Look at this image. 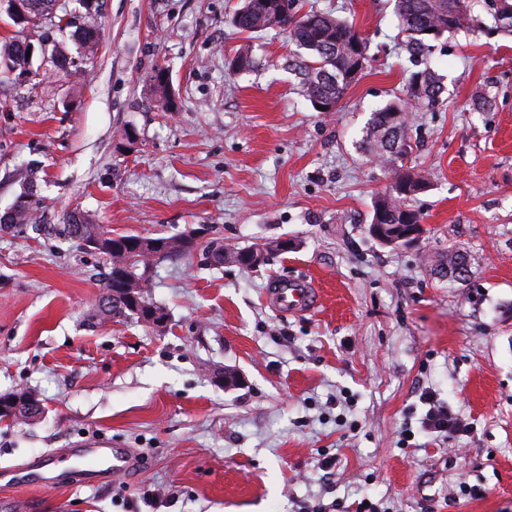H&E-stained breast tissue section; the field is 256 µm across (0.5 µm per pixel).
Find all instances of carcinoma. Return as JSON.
<instances>
[{"instance_id": "1", "label": "carcinoma", "mask_w": 512, "mask_h": 512, "mask_svg": "<svg viewBox=\"0 0 512 512\" xmlns=\"http://www.w3.org/2000/svg\"><path fill=\"white\" fill-rule=\"evenodd\" d=\"M53 0H31L33 9L28 11L25 24H33L41 29L39 38L47 42L54 33L64 28L74 29L83 47L89 53L97 50L100 41V24L97 18L87 13L64 18L53 12L50 4ZM462 8H457L456 0H395V15L400 32L404 33L412 46L413 53L423 59L431 57L435 51L433 42L446 34H455L462 30H479L483 20L471 7V0H461ZM496 28L512 33V0H497L493 13ZM233 26L241 32L256 33L279 29L288 34L296 46V52L288 59V67L299 75V94L309 101L312 107L327 103H338L351 84L358 78L355 61L349 55L352 42L362 43L361 56L368 61L367 44L363 43L356 28L347 20L329 13L309 11L303 14L290 12L270 14V8L260 0H240L239 7L232 16ZM26 41L15 40L0 50V59L9 62L6 73L19 75L27 70L30 61L25 49ZM255 61L247 49L240 51L229 62V69L240 72L254 67ZM443 87L435 70L430 66L410 74L406 85V98L394 101L371 113L365 126L360 147L367 155L376 159L381 167L394 173V180L388 190L373 205L371 222L392 226L405 222L416 223L420 215L411 208L412 196L424 191L428 184L404 160L411 152L408 124L406 119L397 122L393 114L406 112V104L417 108L433 109L442 104ZM39 201L32 194L25 195L16 205L9 221H0V231L15 226H31L42 229L38 215ZM59 232L65 236L82 241L105 233L101 224H94L81 214L72 212L64 219ZM155 241L164 243L158 251L147 248L136 254L135 263L143 266H156L167 261H176L191 253L196 242L185 232L170 236H155ZM238 264L253 269L267 260V255L255 247L238 248ZM108 267L101 280L103 292L111 291L112 276L118 272L126 257L112 252L103 253ZM92 317L99 321L113 319H134L141 321L135 310L127 306H112L108 309L95 304Z\"/></svg>"}]
</instances>
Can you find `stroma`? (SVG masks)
Wrapping results in <instances>:
<instances>
[{"instance_id":"1","label":"stroma","mask_w":512,"mask_h":512,"mask_svg":"<svg viewBox=\"0 0 512 512\" xmlns=\"http://www.w3.org/2000/svg\"><path fill=\"white\" fill-rule=\"evenodd\" d=\"M90 3L95 56L59 39L84 78L38 54L28 77L0 81V217L32 187L47 223L0 233V394L27 387L43 405L34 422H0V512H355L364 499L512 512V34L437 42L444 103L408 115V164L430 181L411 200L425 234L384 246L368 228L392 179L358 143L415 70L394 0H295L367 41L333 112L298 95L285 32L233 27L238 0H59L76 15ZM247 42L254 68L230 72ZM481 95L490 111H473ZM72 210L118 233L208 225L156 269L164 327L89 321L106 265L54 232ZM213 239L273 251L253 270L214 266ZM456 248L471 274L451 283L439 266ZM283 280L314 288V309L278 312L268 292ZM228 371L241 385L216 383ZM434 403L459 431L424 430ZM101 438L136 453L130 474L89 486L69 471L55 491L8 475Z\"/></svg>"}]
</instances>
